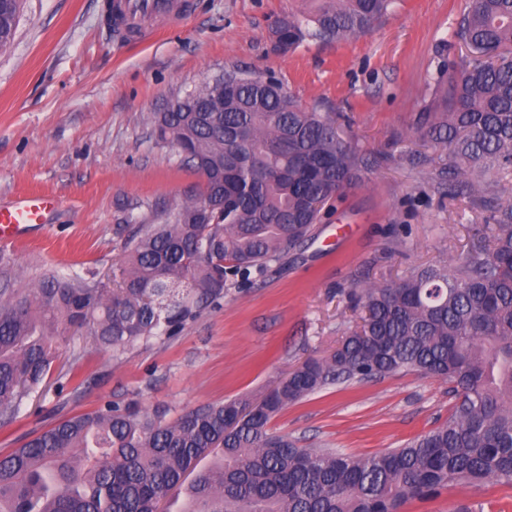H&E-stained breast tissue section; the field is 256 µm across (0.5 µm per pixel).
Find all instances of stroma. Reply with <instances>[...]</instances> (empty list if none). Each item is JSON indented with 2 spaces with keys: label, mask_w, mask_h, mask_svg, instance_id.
Masks as SVG:
<instances>
[{
  "label": "stroma",
  "mask_w": 512,
  "mask_h": 512,
  "mask_svg": "<svg viewBox=\"0 0 512 512\" xmlns=\"http://www.w3.org/2000/svg\"><path fill=\"white\" fill-rule=\"evenodd\" d=\"M175 26L119 40L102 0H21L16 34L0 50V205L40 191L60 206L44 229L1 243L22 285L56 273H112L139 225L164 223L202 178L151 118L227 69L274 75L303 106L338 116L342 136L375 158L362 184L312 226L308 240L224 296L174 336L113 355L91 329L64 337L46 396L0 427V454L104 401L158 407L169 418L198 406L261 399L295 365L324 355L358 322L351 289L449 260L486 214L448 202L447 158L414 132L439 106L441 55L466 0H396L373 29L343 42L308 40L282 53L273 30L312 0H194ZM446 383L417 372L333 385L271 422L300 448L373 455L448 417ZM512 512V485L454 486L402 512Z\"/></svg>",
  "instance_id": "1"
}]
</instances>
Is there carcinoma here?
<instances>
[{
    "label": "carcinoma",
    "instance_id": "carcinoma-1",
    "mask_svg": "<svg viewBox=\"0 0 512 512\" xmlns=\"http://www.w3.org/2000/svg\"><path fill=\"white\" fill-rule=\"evenodd\" d=\"M277 23L276 42L344 41L369 31L394 0H317ZM18 0L0 9V48ZM443 60L445 104L415 133L448 150L443 192L489 212L465 253L354 292L362 324L329 354L305 360L255 405L198 406L175 420L108 401L0 454V512H157L194 474L180 512H401L456 486L512 484V0H470ZM212 77L152 118L160 143L182 146L200 198L131 237L118 273L54 275L28 288L0 261V424L46 391L60 336L84 326L118 352L172 336L224 297L227 283L300 244L322 211L374 161L342 138L336 115L305 108L278 83L237 70ZM448 383V420L368 457L297 448L270 431L288 406L335 384L404 372ZM216 455L206 469L201 459Z\"/></svg>",
    "mask_w": 512,
    "mask_h": 512
}]
</instances>
